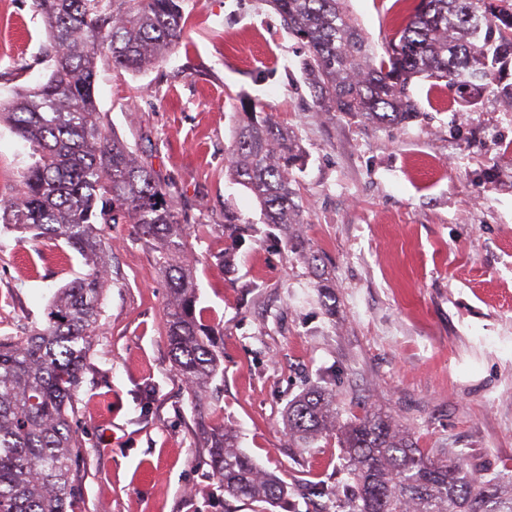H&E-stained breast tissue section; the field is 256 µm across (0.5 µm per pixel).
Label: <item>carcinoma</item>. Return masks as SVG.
<instances>
[{
	"mask_svg": "<svg viewBox=\"0 0 512 512\" xmlns=\"http://www.w3.org/2000/svg\"><path fill=\"white\" fill-rule=\"evenodd\" d=\"M288 33L308 50L301 73L326 112L375 124L414 121V80L444 82L473 105L483 90L512 107V0H419L389 40L370 47L345 0H267ZM48 31L46 74L0 102V122L29 148L13 193L0 199V223L34 237L60 238L87 260L78 280L59 289L45 322L0 336V512H69L73 468L85 442L73 427L84 362L95 350L112 271L100 224H136L169 282L167 339L191 398L221 371L220 338L197 312L187 218L171 190L141 163L99 110V66L139 72L179 53L187 0H32ZM229 181L255 198L264 224L284 244L302 243L295 172L306 155L293 131L248 98L238 99ZM253 223L224 208V272L235 274L239 244ZM336 392L308 391L288 405L286 429L303 448L334 427ZM348 512H512V474L486 479L453 452L431 458L392 416L363 408L336 432ZM210 466L225 495L275 507L290 497L262 472L236 430L207 431Z\"/></svg>",
	"mask_w": 512,
	"mask_h": 512,
	"instance_id": "1",
	"label": "carcinoma"
}]
</instances>
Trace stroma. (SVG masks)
<instances>
[{"label":"stroma","mask_w":512,"mask_h":512,"mask_svg":"<svg viewBox=\"0 0 512 512\" xmlns=\"http://www.w3.org/2000/svg\"><path fill=\"white\" fill-rule=\"evenodd\" d=\"M417 0H348L382 47ZM179 54L132 74L100 68L95 95L116 135L169 185L190 222L199 307L224 338L223 379L194 410L166 336L169 284L133 224L101 225L112 256L102 332L84 364L86 441L75 512H252L225 498L197 422L236 427L262 470L294 484H343L336 437L291 447L283 418L314 386L339 422L392 415L431 456L453 451L492 476L512 470V112L416 83L421 115L378 126L324 112L304 84L301 42L267 0H188ZM46 25L31 0H0V101L46 73ZM245 95L292 128L302 253L277 230L246 238L228 278L225 207L259 221L230 185L233 103ZM27 149L0 124V197ZM86 271L60 239L0 228V336L43 322L58 288Z\"/></svg>","instance_id":"stroma-1"}]
</instances>
